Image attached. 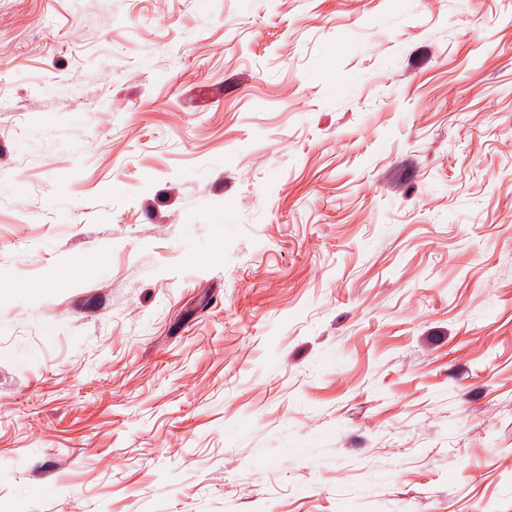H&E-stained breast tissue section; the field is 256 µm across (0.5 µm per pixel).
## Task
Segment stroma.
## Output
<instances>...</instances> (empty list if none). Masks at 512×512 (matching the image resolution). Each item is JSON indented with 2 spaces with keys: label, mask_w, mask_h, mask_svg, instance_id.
I'll use <instances>...</instances> for the list:
<instances>
[{
  "label": "stroma",
  "mask_w": 512,
  "mask_h": 512,
  "mask_svg": "<svg viewBox=\"0 0 512 512\" xmlns=\"http://www.w3.org/2000/svg\"><path fill=\"white\" fill-rule=\"evenodd\" d=\"M0 512H512V0H0Z\"/></svg>",
  "instance_id": "obj_1"
}]
</instances>
